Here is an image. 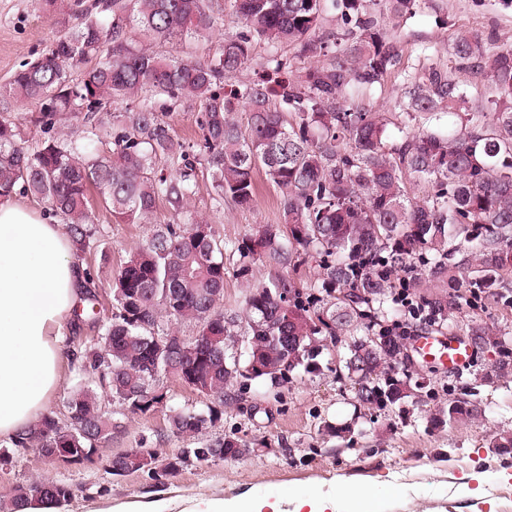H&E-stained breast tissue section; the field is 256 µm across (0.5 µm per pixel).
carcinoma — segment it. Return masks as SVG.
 <instances>
[{
    "label": "carcinoma",
    "instance_id": "obj_1",
    "mask_svg": "<svg viewBox=\"0 0 512 512\" xmlns=\"http://www.w3.org/2000/svg\"><path fill=\"white\" fill-rule=\"evenodd\" d=\"M395 17L414 15L417 0H382ZM243 31L218 45L203 62L161 58L134 44L138 27L170 40L210 32L219 17L205 0H74L80 26L58 36L42 57L25 62L0 86V101L20 99L39 106L35 119L43 137L29 143L22 118L0 111V196L23 189L59 218L81 254L96 248L97 223L90 190L117 224L152 219L160 203L185 223L159 224L132 252L112 284V310H96L97 294L82 289L87 305L75 320H88L96 340L71 352L78 383L55 412L0 450V464L13 453L40 449L55 466L59 448L70 449L71 465L94 460L96 447L112 437L116 401L131 415L164 406L163 383L174 380L205 397L201 409L172 410L170 430L197 437L221 420L229 391L253 380L271 389L294 374L320 372L329 345L342 343V371L356 402L384 410L421 399L420 376L402 364L410 337L393 328L376 330L398 287L394 273L410 275V288H430L416 297L434 323L457 308L460 289L485 305L503 298L499 272L512 266V47L492 51L476 30L453 35L448 68L417 74L398 102L412 125L399 129L389 146L384 112L355 107L351 97L379 83L399 63L398 47L378 29L366 0H230ZM340 15L349 42L332 56L314 37L329 13ZM271 45L298 44L316 63L295 77L276 63V87L290 113L272 106L275 87L261 81L219 93L224 75L247 63L253 39ZM325 57L319 61V57ZM80 68L78 78L72 70ZM486 81L496 93L493 112L468 111L470 88ZM198 103L201 143L175 139L159 99ZM137 109L104 112L116 102ZM250 114L241 128L233 112ZM456 117L443 134L427 129L441 113ZM110 140L99 151L94 143ZM175 174L158 173L160 164ZM211 177L217 205L229 198L242 208L256 201L254 172L282 190L284 223L254 224L234 244L238 279L247 284L243 305L224 308V241L206 219L190 214L197 168ZM426 181L433 193L416 199L411 185ZM463 238L464 248L454 244ZM268 270L257 280L254 266ZM310 265L303 285L293 277ZM192 335L185 336L181 328ZM365 328L378 337L358 335ZM479 347L496 343L493 331L467 324ZM258 361L261 369L252 367ZM481 414L478 399L448 400L430 417L435 429ZM249 453L234 437L206 439L165 457L158 469L120 452L105 469L113 476L145 473L155 484L176 477L183 461L198 467ZM74 488L39 478L0 495V512H23L42 498L71 500Z\"/></svg>",
    "mask_w": 512,
    "mask_h": 512
}]
</instances>
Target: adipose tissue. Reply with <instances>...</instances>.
<instances>
[{"label":"adipose tissue","mask_w":512,"mask_h":512,"mask_svg":"<svg viewBox=\"0 0 512 512\" xmlns=\"http://www.w3.org/2000/svg\"><path fill=\"white\" fill-rule=\"evenodd\" d=\"M85 272L64 225L15 197L0 198V439L39 420L57 386ZM285 500L292 512H379L367 493L352 488L200 499L180 512H282Z\"/></svg>","instance_id":"adipose-tissue-1"}]
</instances>
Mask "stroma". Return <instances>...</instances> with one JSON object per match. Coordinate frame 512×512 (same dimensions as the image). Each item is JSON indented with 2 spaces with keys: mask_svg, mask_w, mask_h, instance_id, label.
<instances>
[{
  "mask_svg": "<svg viewBox=\"0 0 512 512\" xmlns=\"http://www.w3.org/2000/svg\"><path fill=\"white\" fill-rule=\"evenodd\" d=\"M224 23L212 33L195 38L157 41L140 30L132 39L161 56L189 61L211 57L216 45L241 32L230 14L228 0H212ZM76 24L65 0L55 12H47L42 0H0V84L7 83L22 62L46 52L59 31ZM469 28L488 36L492 48L512 46V0H418L412 18H380L385 38L400 50L397 72L388 73L362 101L365 108L393 115L396 124L390 143H398L399 127L408 119L395 107L404 91L402 75H415L430 67L448 64V48L457 29ZM302 70L310 65L299 46H270L254 40L250 60L236 73L225 76L223 90H230L271 75L276 62ZM253 208L232 201L215 207L210 177L199 180L190 202L192 211L205 216L226 246L224 254V306L240 307L246 288L237 279L239 257L231 250L250 225L282 221L281 190L257 173ZM99 221L109 232L85 261L100 292L103 307H110V284L123 259L145 242L149 224H116L108 212ZM476 320L496 331L499 345L488 344L474 354L472 363L459 374L443 366L416 359L415 367L428 373L437 395L420 402L408 401L385 410L358 406L350 381L336 376L342 347L329 348L320 358L319 374H300L283 388L271 390L252 381L238 401L225 405L221 421L207 431L208 437L233 436L246 442L249 454L218 460L206 467L191 466L154 488L146 474L137 472L116 478L104 469L107 456L128 448H151L166 455L192 447V440L173 434L168 425L170 409L202 407L204 399L181 384H165L166 408L145 416H133L112 404V417L121 422L122 433L102 444L93 463L54 467L30 448L0 467V494L31 480L50 477L71 484L75 496L65 512H106L146 498L190 502L196 498L230 500L246 493L287 492L291 488L332 493L343 484L382 492V512H512V481L496 480L501 468L512 469V453L491 444L494 432L512 431V376H500L498 363L503 348L512 349V302L473 307L461 298L458 308L439 327L443 336H461L462 325ZM477 387L482 415L442 430L428 420L449 397H462ZM350 423L345 438L323 435L324 425ZM485 473L481 491L461 490L471 474Z\"/></svg>",
  "mask_w": 512,
  "mask_h": 512,
  "instance_id": "stroma-1",
  "label": "stroma"
}]
</instances>
